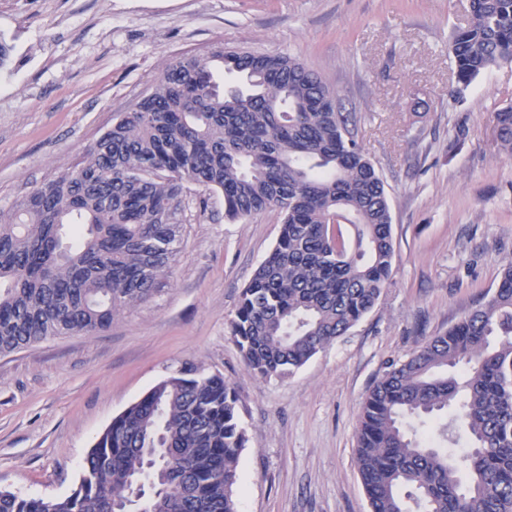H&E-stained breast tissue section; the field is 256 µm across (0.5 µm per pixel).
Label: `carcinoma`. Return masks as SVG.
I'll list each match as a JSON object with an SVG mask.
<instances>
[{
	"label": "carcinoma",
	"mask_w": 512,
	"mask_h": 512,
	"mask_svg": "<svg viewBox=\"0 0 512 512\" xmlns=\"http://www.w3.org/2000/svg\"><path fill=\"white\" fill-rule=\"evenodd\" d=\"M468 87L512 64V0H469L448 43ZM512 156V103L495 113ZM224 218L267 209L280 235L243 289L229 333L262 378L293 374L377 305L392 273L385 183L351 112L282 54L184 56L83 161L0 208V355L108 329L169 280L186 184ZM224 376L186 363L114 417L63 497L0 491V512H113L128 479L173 467L154 491L176 512H237L248 438ZM356 463L370 512H512V266L448 331L390 363L366 395Z\"/></svg>",
	"instance_id": "obj_1"
}]
</instances>
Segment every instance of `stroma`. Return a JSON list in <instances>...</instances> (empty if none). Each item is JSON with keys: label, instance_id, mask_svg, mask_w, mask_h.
<instances>
[{"label": "stroma", "instance_id": "35a3bbf8", "mask_svg": "<svg viewBox=\"0 0 512 512\" xmlns=\"http://www.w3.org/2000/svg\"><path fill=\"white\" fill-rule=\"evenodd\" d=\"M468 0H0V208L82 161L179 58L216 45L298 58L356 113L385 182L388 288L291 377L263 379L229 334L281 215L224 219L191 186L181 259L148 302L94 336L0 356V489L62 497L112 419L182 363L229 381L248 442L238 512H370L355 464L360 406L407 359L483 302L512 266V157L494 116L512 64L456 87L448 40ZM206 207H199L200 197Z\"/></svg>", "mask_w": 512, "mask_h": 512}]
</instances>
